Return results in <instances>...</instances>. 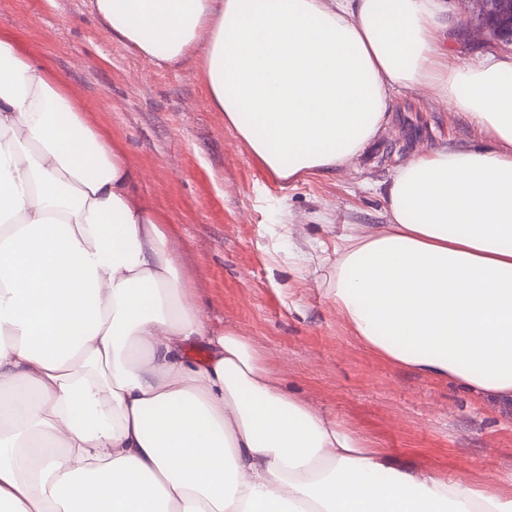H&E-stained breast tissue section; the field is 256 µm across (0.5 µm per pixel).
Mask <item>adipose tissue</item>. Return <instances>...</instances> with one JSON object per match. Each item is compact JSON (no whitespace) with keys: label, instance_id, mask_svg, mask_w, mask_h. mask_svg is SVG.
Returning <instances> with one entry per match:
<instances>
[{"label":"adipose tissue","instance_id":"1","mask_svg":"<svg viewBox=\"0 0 512 512\" xmlns=\"http://www.w3.org/2000/svg\"><path fill=\"white\" fill-rule=\"evenodd\" d=\"M143 56L203 58L210 107L272 177L326 174L426 89L491 141L398 166L346 236L337 313L369 349L512 399V54L459 64L445 0H94ZM137 168L0 38V512H512L290 398L187 293ZM205 343V364L183 353Z\"/></svg>","mask_w":512,"mask_h":512}]
</instances>
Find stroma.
Instances as JSON below:
<instances>
[{"mask_svg":"<svg viewBox=\"0 0 512 512\" xmlns=\"http://www.w3.org/2000/svg\"><path fill=\"white\" fill-rule=\"evenodd\" d=\"M458 63L489 50L472 0H447ZM0 38L47 66L119 143L162 212L214 332L245 336L281 388L407 468L512 494V399L436 381L364 347L336 312L328 273L343 238L388 223L397 166L488 143L448 102L411 89L345 167L270 177L209 107L199 59L155 64L113 39L92 0H0Z\"/></svg>","mask_w":512,"mask_h":512,"instance_id":"obj_1","label":"stroma"}]
</instances>
